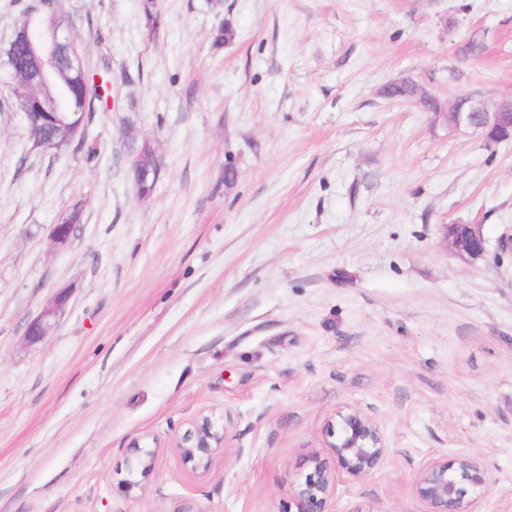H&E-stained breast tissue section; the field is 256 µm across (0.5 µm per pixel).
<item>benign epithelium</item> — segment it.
Wrapping results in <instances>:
<instances>
[{
    "label": "benign epithelium",
    "mask_w": 512,
    "mask_h": 512,
    "mask_svg": "<svg viewBox=\"0 0 512 512\" xmlns=\"http://www.w3.org/2000/svg\"><path fill=\"white\" fill-rule=\"evenodd\" d=\"M26 46L36 59L48 58L59 69L82 67V52L73 33L71 21L52 26L50 41L43 45L30 29L18 27L10 41L0 46V83L8 86L14 98L25 104L24 118L30 127L41 119L34 118L35 110L29 103L40 102V94L47 88L46 72L30 76L15 62L17 47ZM468 107L445 114L448 125L455 131L474 130L485 134L486 129L512 119V99H505L489 107L484 101L467 98ZM86 120L62 130L61 140L55 137H34V144L43 150L53 149L83 132ZM155 149L146 140L136 150L131 165L140 174L136 182L138 192H143L148 177L155 173ZM443 239L450 249L461 256L479 258L486 253V239L480 224H445ZM68 295L60 291L49 306L28 324L26 341L39 343L65 312ZM326 448L336 459L337 467L329 468L320 457L312 458V472L296 482L294 512H330L329 501L337 485L347 476L362 477L379 469L389 455L388 448L376 422L355 407L336 411V418L328 423ZM225 426L213 415H204L187 430L179 444L184 463L192 468H207L212 455L224 449ZM133 455L131 466L146 474L152 468L155 451L135 440L130 445ZM492 480L488 470L476 456L463 455L450 461L433 458L415 473L413 490L427 506L426 512H477V506L491 490Z\"/></svg>",
    "instance_id": "7a95c632"
}]
</instances>
